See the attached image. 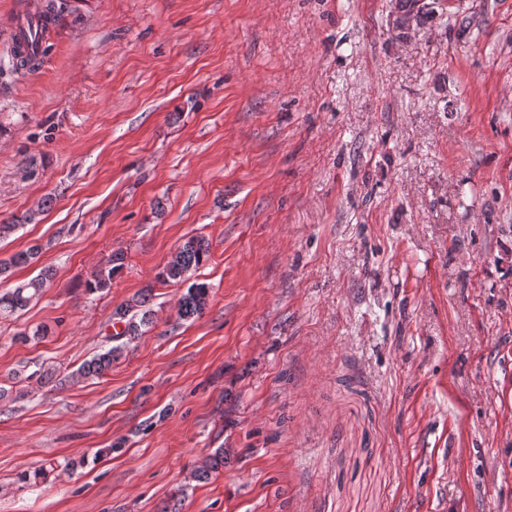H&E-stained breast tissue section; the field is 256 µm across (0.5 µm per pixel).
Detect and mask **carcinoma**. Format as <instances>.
I'll return each instance as SVG.
<instances>
[{
  "label": "carcinoma",
  "instance_id": "cac0c4a2",
  "mask_svg": "<svg viewBox=\"0 0 512 512\" xmlns=\"http://www.w3.org/2000/svg\"><path fill=\"white\" fill-rule=\"evenodd\" d=\"M36 60L24 55L22 48L18 47L11 53V69L33 70ZM50 203L45 199L36 207L30 209L23 219L11 223L0 224V238L11 233L21 223L31 224L44 212ZM38 253L37 248L12 255L9 259L0 260V277L8 273L12 268L25 266L31 263ZM209 255V245L200 236H191L186 239L169 257L168 261L157 274V280L161 283H184L190 282L191 272L199 268ZM124 256L122 253H115L109 264L96 270L89 279L85 281V290L90 294L101 292L112 287V280L121 271ZM53 279V272L50 269L43 270L34 278L17 284L0 292V317H10L25 310L29 305L39 299L49 282ZM209 286L201 282H190L178 302V318L184 321L201 318L208 306ZM146 298L141 296L118 304L112 318L115 322L122 324V330L112 335L111 340L118 341L127 339L132 341L145 334L147 329L153 325V313L150 309L144 308ZM124 346L115 345L97 354L91 360L85 362L77 371L80 378H99L111 369L112 362L118 360L123 353Z\"/></svg>",
  "mask_w": 512,
  "mask_h": 512
}]
</instances>
